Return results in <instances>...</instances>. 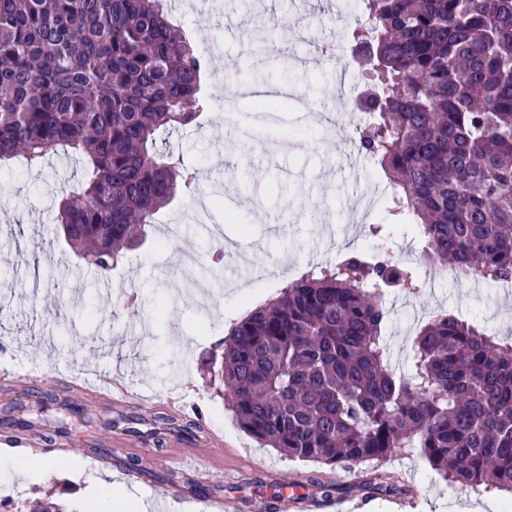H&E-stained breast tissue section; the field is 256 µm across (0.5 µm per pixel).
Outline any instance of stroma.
<instances>
[{"label":"stroma","instance_id":"obj_1","mask_svg":"<svg viewBox=\"0 0 512 512\" xmlns=\"http://www.w3.org/2000/svg\"><path fill=\"white\" fill-rule=\"evenodd\" d=\"M182 2L175 18L199 42L212 45L208 60L214 79L285 80L310 101L307 111L278 114L280 138L292 144L285 151L264 137L241 136L254 115L247 101L237 106L236 128L225 126L224 111L215 102L198 126L162 137L174 160L198 170L200 186L224 185L223 202L212 215L226 239L247 249L226 252L223 268L185 275L178 243L166 238L167 226L181 225L183 240L201 255H209L214 245L184 203H176L160 212L145 244L113 269V288L105 290L104 280L74 256L56 224L60 195L85 180L81 162L53 154L38 168L27 167L21 157L0 165V195L12 199L0 212V369L38 377L33 384L0 381V408L34 400L46 390L73 396L71 381L55 373L62 363L81 376L108 372L131 383L141 405H116L113 414L195 412L203 436L169 437L160 453L149 436L113 426V448L131 449L141 460L145 473L138 479L112 464L88 460L82 446L100 437L95 428L76 430L73 450L64 457L5 449L0 512H23L47 489L67 512H104L106 478L121 483L128 498L151 504L156 500L152 485L164 483L172 472L186 484L180 497L168 500L169 512H199L192 498L196 484L216 495L260 502L276 489L294 486L311 501L309 512H322L323 498L312 479L324 476V467L259 447L233 420L203 362L224 339L225 326L277 297L310 266L337 262L366 239V225L348 221L362 187L381 191L374 222L387 215L391 187L380 166L359 152L355 122L329 124L331 115L344 110L335 62L282 73L275 59L247 52L239 21L247 17L253 27L267 28L271 41L295 57L305 56L312 38L353 50V27L306 0H221V9L202 11L191 0ZM269 264L276 265L278 276L256 279ZM436 275L435 283L416 292L393 289L387 295L384 336L393 369H408L410 339L436 312L500 336L512 333V289L458 279L448 268ZM333 479L334 497L347 512H459L472 504L482 512H501L507 501L500 493L448 485L415 448L381 463L336 469ZM389 481L399 494L378 492V485Z\"/></svg>","mask_w":512,"mask_h":512}]
</instances>
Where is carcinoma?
<instances>
[{
    "mask_svg": "<svg viewBox=\"0 0 512 512\" xmlns=\"http://www.w3.org/2000/svg\"><path fill=\"white\" fill-rule=\"evenodd\" d=\"M352 32L371 84L358 149L393 188L374 250L312 266L224 339L218 383L239 427L290 459L332 470L418 448L453 485L512 496V340L448 313L417 332L408 372L389 368L384 289L411 290L418 268L395 259V228L415 227L429 263L512 283V0H364ZM209 61L161 0H0V163L31 167L55 151L81 158L87 181L62 196L56 221L72 253L106 277L193 174L158 146L209 104ZM67 425L112 428L53 393ZM12 408L0 426L40 424ZM193 440L187 415L155 413Z\"/></svg>",
    "mask_w": 512,
    "mask_h": 512,
    "instance_id": "cac0c4a2",
    "label": "carcinoma"
}]
</instances>
